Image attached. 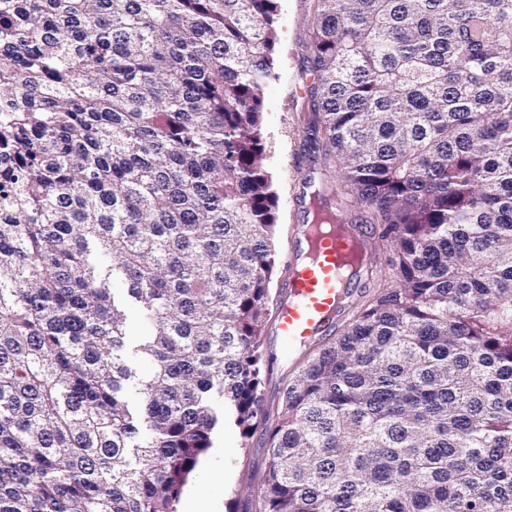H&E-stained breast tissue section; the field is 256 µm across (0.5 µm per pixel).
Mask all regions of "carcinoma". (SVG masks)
I'll return each mask as SVG.
<instances>
[{"mask_svg": "<svg viewBox=\"0 0 512 512\" xmlns=\"http://www.w3.org/2000/svg\"><path fill=\"white\" fill-rule=\"evenodd\" d=\"M277 16L0 0V512H175L259 423L258 512H512V0H314L305 140L341 182L301 199L392 257L266 410Z\"/></svg>", "mask_w": 512, "mask_h": 512, "instance_id": "carcinoma-1", "label": "carcinoma"}]
</instances>
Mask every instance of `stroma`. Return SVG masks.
I'll return each mask as SVG.
<instances>
[{
  "label": "stroma",
  "mask_w": 512,
  "mask_h": 512,
  "mask_svg": "<svg viewBox=\"0 0 512 512\" xmlns=\"http://www.w3.org/2000/svg\"><path fill=\"white\" fill-rule=\"evenodd\" d=\"M312 23L310 0H279V22L274 53L276 76L263 89L264 122L262 139L266 147V169L279 197L276 253L279 261L270 284L272 296H279L288 276L284 257L290 243V227L305 221L293 198L302 191L305 177L320 178L323 158L304 143L303 116L309 111V51L307 39ZM263 353L266 365L261 385V403L269 408L279 403L285 382L307 354L297 349L284 356L272 329H265ZM266 462L264 428L250 437L228 426L214 448L204 456L183 490L204 502L207 512H256L257 480Z\"/></svg>",
  "instance_id": "35a3bbf8"
}]
</instances>
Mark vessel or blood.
<instances>
[{
  "instance_id": "obj_1",
  "label": "vessel or blood",
  "mask_w": 512,
  "mask_h": 512,
  "mask_svg": "<svg viewBox=\"0 0 512 512\" xmlns=\"http://www.w3.org/2000/svg\"><path fill=\"white\" fill-rule=\"evenodd\" d=\"M369 255L361 226L299 224L285 257L289 273L274 314L273 332L288 351L327 335L342 320L364 270L350 267L354 253Z\"/></svg>"
}]
</instances>
